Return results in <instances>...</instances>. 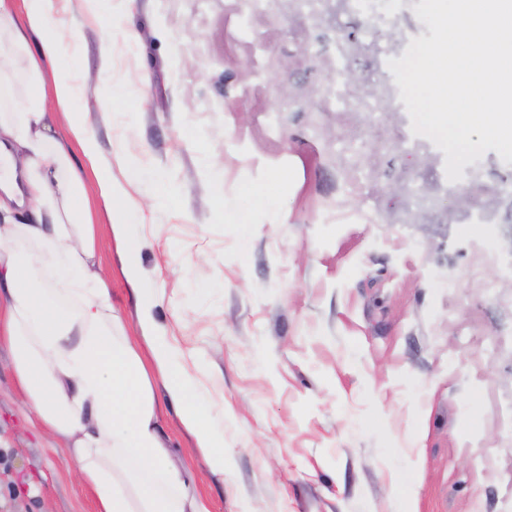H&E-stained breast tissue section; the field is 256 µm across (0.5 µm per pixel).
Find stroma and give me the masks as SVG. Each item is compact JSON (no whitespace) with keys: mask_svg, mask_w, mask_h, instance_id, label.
Returning a JSON list of instances; mask_svg holds the SVG:
<instances>
[{"mask_svg":"<svg viewBox=\"0 0 512 512\" xmlns=\"http://www.w3.org/2000/svg\"><path fill=\"white\" fill-rule=\"evenodd\" d=\"M90 79L156 323L224 434L214 474L164 388L172 454L210 512H512V163L448 181L387 62L394 0H59ZM372 110L331 97L335 43ZM112 65L100 71L102 48ZM112 304L138 335L110 219ZM264 188L269 201L252 206ZM486 210L494 223L475 224ZM0 346V512H97L32 426Z\"/></svg>","mask_w":512,"mask_h":512,"instance_id":"35a3bbf8","label":"stroma"}]
</instances>
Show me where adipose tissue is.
<instances>
[{"mask_svg":"<svg viewBox=\"0 0 512 512\" xmlns=\"http://www.w3.org/2000/svg\"><path fill=\"white\" fill-rule=\"evenodd\" d=\"M56 4L0 0V78L18 67L35 86L17 95L0 86V342L33 423L67 449L98 512H209L168 449L156 386L178 404L216 472L224 469V435L196 379L178 366L165 337L151 332L157 292L134 261L112 169L72 110L85 73L78 59L60 64L66 48ZM89 171L141 311L140 343L128 335L101 272L84 190ZM22 206L29 216L19 222L13 210Z\"/></svg>","mask_w":512,"mask_h":512,"instance_id":"1","label":"adipose tissue"}]
</instances>
